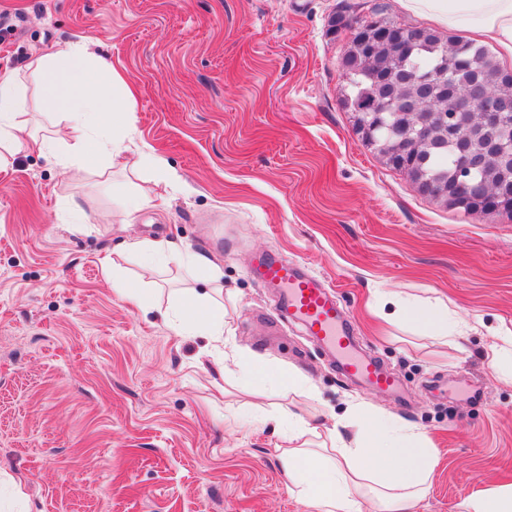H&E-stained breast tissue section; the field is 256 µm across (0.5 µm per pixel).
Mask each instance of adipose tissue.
<instances>
[{"instance_id": "1", "label": "adipose tissue", "mask_w": 512, "mask_h": 512, "mask_svg": "<svg viewBox=\"0 0 512 512\" xmlns=\"http://www.w3.org/2000/svg\"><path fill=\"white\" fill-rule=\"evenodd\" d=\"M403 8L436 24L481 38L493 45L500 59L512 64V0H400ZM28 70L34 78L43 111L54 114L53 128L32 137L29 143L44 156L66 166L80 165L96 156L102 170H109L124 148L114 137L116 118L126 100L109 95L101 83L109 74L122 83L85 43H67L56 51L35 57ZM24 83L16 70H0V165L21 150L22 135L30 126L24 106ZM131 252L145 267L176 261L187 270L204 271L206 290L184 289L172 298L168 321L184 336H206L216 342L224 335V303L220 297L219 267L207 257L178 251L171 243L136 241ZM381 306L392 309V317L428 328L448 337L460 328L442 301L408 299L382 294ZM364 433L356 443L312 452L284 448L280 459L299 495L311 500L317 512H361L362 498L384 501L388 512H410L426 491L433 457L421 434L405 430L389 418H361Z\"/></svg>"}]
</instances>
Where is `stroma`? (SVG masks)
<instances>
[{
  "label": "stroma",
  "instance_id": "35a3bbf8",
  "mask_svg": "<svg viewBox=\"0 0 512 512\" xmlns=\"http://www.w3.org/2000/svg\"><path fill=\"white\" fill-rule=\"evenodd\" d=\"M381 8L425 28L399 0H0V68L90 39L130 85L114 134L170 175L127 214L130 171L68 170L21 151L0 166V512H316L284 473L290 413L354 438L352 409L422 433L434 467L412 512H464L512 484V380L486 353L512 329V217L469 215L421 196L365 145L336 12ZM165 240L222 272L225 352L294 370L269 393L263 371L219 370L208 339L165 320L194 285L161 266L142 309L112 286L111 255L135 278L129 243ZM299 265L333 290L362 352L400 395L345 379L252 272ZM447 302L444 338L377 314V292Z\"/></svg>",
  "mask_w": 512,
  "mask_h": 512
}]
</instances>
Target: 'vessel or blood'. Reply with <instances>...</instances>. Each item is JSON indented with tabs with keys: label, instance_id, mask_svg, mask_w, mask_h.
Masks as SVG:
<instances>
[{
	"label": "vessel or blood",
	"instance_id": "vessel-or-blood-1",
	"mask_svg": "<svg viewBox=\"0 0 512 512\" xmlns=\"http://www.w3.org/2000/svg\"><path fill=\"white\" fill-rule=\"evenodd\" d=\"M256 273L263 287L279 290L289 317L335 352L346 374L374 390L397 389L398 382L392 374L359 354L352 325L325 287L302 275L294 264L273 258H259Z\"/></svg>",
	"mask_w": 512,
	"mask_h": 512
}]
</instances>
